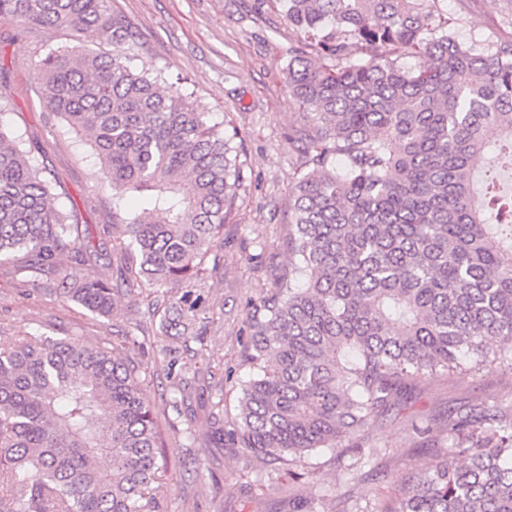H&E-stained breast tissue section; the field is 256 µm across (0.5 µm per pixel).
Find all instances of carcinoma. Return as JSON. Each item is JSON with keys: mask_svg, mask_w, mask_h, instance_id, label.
I'll use <instances>...</instances> for the list:
<instances>
[{"mask_svg": "<svg viewBox=\"0 0 512 512\" xmlns=\"http://www.w3.org/2000/svg\"><path fill=\"white\" fill-rule=\"evenodd\" d=\"M0 16L112 44L49 51L42 99L88 137L114 200L141 197L111 225L116 274L92 272L81 225L0 111V263L35 281L68 260L81 273L60 294L108 320L143 283L162 328L199 335L192 289L246 180L237 128L132 67L140 36L110 0H0ZM288 21L309 47L288 88L312 125L292 130L304 174L290 266L249 317L256 373L227 432L245 459L275 462L343 446L421 376L512 364V192L499 187L512 172V40L459 41L436 0H288ZM128 344L0 340V512H162V433ZM443 441L390 512H512V416L450 414Z\"/></svg>", "mask_w": 512, "mask_h": 512, "instance_id": "1", "label": "carcinoma"}]
</instances>
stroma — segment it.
<instances>
[{"instance_id":"stroma-1","label":"stroma","mask_w":512,"mask_h":512,"mask_svg":"<svg viewBox=\"0 0 512 512\" xmlns=\"http://www.w3.org/2000/svg\"><path fill=\"white\" fill-rule=\"evenodd\" d=\"M141 36L134 66L181 76L211 122L233 120L244 138L247 180L200 290L205 321L200 336H168L138 295L120 298V316L106 320L56 298L60 280L24 283L0 264V336L81 337L96 346L125 334L131 357L141 362L142 393L165 436L158 463L163 512H279L284 502L318 498L320 512H390L401 481L431 466L442 451L448 413L494 407L512 411V366L492 362L470 372H437L418 382L406 406L370 419L360 432L367 455L358 475L348 467L350 448L326 449L292 464L295 478L265 483L269 462L244 461L212 423L216 407L224 424L239 418L241 387L253 369L247 359L251 306L271 295L278 268L287 266L286 243L296 152L291 129L306 114L292 97L288 62L304 43L288 21V0H112ZM464 42L495 34L512 39V0H438ZM72 47L105 55L110 44L55 27H36L0 16V109L13 137L49 182L59 210L82 225L101 246L96 273L111 275L120 259L103 232L112 221V192L102 184L86 138L47 111L38 62ZM189 381L185 394L177 383Z\"/></svg>"}]
</instances>
